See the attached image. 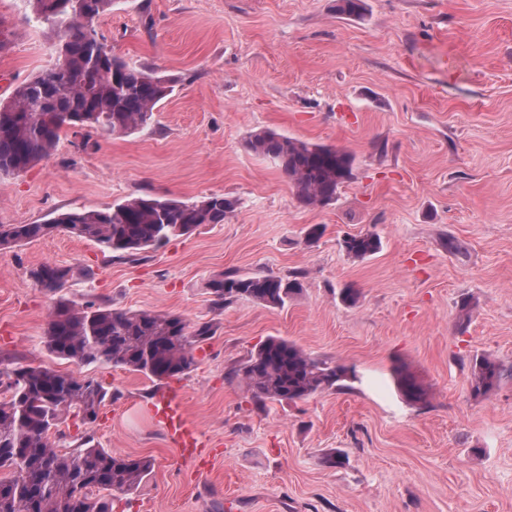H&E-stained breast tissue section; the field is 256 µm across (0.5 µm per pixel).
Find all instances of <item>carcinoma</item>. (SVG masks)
Wrapping results in <instances>:
<instances>
[{
  "label": "carcinoma",
  "instance_id": "carcinoma-1",
  "mask_svg": "<svg viewBox=\"0 0 512 512\" xmlns=\"http://www.w3.org/2000/svg\"><path fill=\"white\" fill-rule=\"evenodd\" d=\"M35 19L47 25L57 47L55 66L19 84L0 101V174L20 173L49 158L68 129L108 136L130 135L152 124L154 112L170 92L163 77L114 53L96 21L112 0H27ZM365 0H337L336 13L358 17ZM252 154L271 160L288 177L297 200L323 207L336 200L352 176V156L335 147L311 145L270 129L244 140ZM237 200L213 194L200 202L136 196L106 209L67 211L42 224H0V246H11L65 231L88 239L103 253L135 256L201 226L222 224ZM372 233L342 240L347 255L376 253ZM47 293L62 291L71 269L43 263L30 271ZM214 308L238 299L282 307L302 289L298 277L222 273L206 283ZM212 322L191 323L159 310L116 309L89 302L76 306L58 299L51 309L44 343L60 359L79 365L110 364L149 379H180L195 366L194 351L214 335ZM261 402H292L337 390L356 378L355 367L318 359L286 339L270 337L233 371ZM512 377V369L491 356L470 363L474 396H485ZM396 385L409 402L428 398L411 373L396 372ZM0 512H112L114 499L132 493L148 475L152 461L116 455L85 434L75 448L62 451L52 430L67 417L91 426L106 397L89 377L41 366H19L0 373Z\"/></svg>",
  "mask_w": 512,
  "mask_h": 512
}]
</instances>
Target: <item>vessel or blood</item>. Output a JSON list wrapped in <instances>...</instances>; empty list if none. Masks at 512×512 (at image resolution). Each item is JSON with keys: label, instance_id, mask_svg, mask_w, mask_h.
I'll list each match as a JSON object with an SVG mask.
<instances>
[{"label": "vessel or blood", "instance_id": "1", "mask_svg": "<svg viewBox=\"0 0 512 512\" xmlns=\"http://www.w3.org/2000/svg\"><path fill=\"white\" fill-rule=\"evenodd\" d=\"M151 415L161 426L171 447L176 448L185 460L197 458L204 443L197 427L185 415L179 386L169 384L158 390L151 406Z\"/></svg>", "mask_w": 512, "mask_h": 512}]
</instances>
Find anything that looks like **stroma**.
Listing matches in <instances>:
<instances>
[{
  "label": "stroma",
  "mask_w": 512,
  "mask_h": 512,
  "mask_svg": "<svg viewBox=\"0 0 512 512\" xmlns=\"http://www.w3.org/2000/svg\"><path fill=\"white\" fill-rule=\"evenodd\" d=\"M365 3L342 18L336 0H112L98 31L172 85L153 125L67 132L48 160L0 174V224L145 194L238 201L224 223L132 260L63 231L0 247V370L97 379L107 397L96 423L67 419L62 444L89 431L99 447L152 461L114 512H512V378L481 397L468 380L476 355L512 367V0ZM48 37L27 0H0V101L54 66ZM260 128L348 151L353 176L335 202L303 206L272 162L248 153ZM314 224L324 233L310 243ZM366 232L380 251L347 256L343 238ZM450 236L463 253L444 248ZM45 262L73 271L59 296L29 276ZM226 272L298 273L303 288L281 307L217 310L206 283ZM348 284L360 291L353 306L338 297ZM60 298L214 323L179 381L202 461H184L153 420L156 382L48 353ZM270 337L357 377L255 402L229 372ZM400 365L427 389L424 406L395 390ZM334 450L345 465L323 464Z\"/></svg>",
  "instance_id": "obj_1"
}]
</instances>
